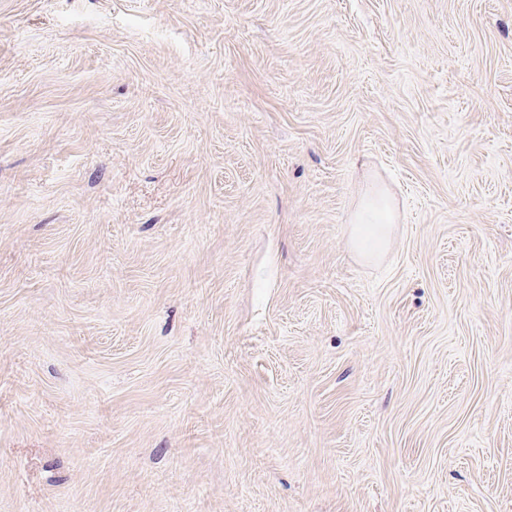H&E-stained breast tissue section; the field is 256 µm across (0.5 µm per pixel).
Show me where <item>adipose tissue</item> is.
<instances>
[{
	"mask_svg": "<svg viewBox=\"0 0 512 512\" xmlns=\"http://www.w3.org/2000/svg\"><path fill=\"white\" fill-rule=\"evenodd\" d=\"M396 204L388 187L380 179H366L359 202L350 217L349 242L353 249L364 251L367 225H377V244L385 246L390 226L396 219Z\"/></svg>",
	"mask_w": 512,
	"mask_h": 512,
	"instance_id": "1",
	"label": "adipose tissue"
}]
</instances>
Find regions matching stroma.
<instances>
[{"mask_svg": "<svg viewBox=\"0 0 512 512\" xmlns=\"http://www.w3.org/2000/svg\"><path fill=\"white\" fill-rule=\"evenodd\" d=\"M0 512H512V0H0ZM396 204L385 183L377 177L366 179L361 188L359 202L349 220V242L353 249L365 257L381 252L388 240L390 224H395ZM365 224H381L377 228V246L368 250L365 247L367 228Z\"/></svg>", "mask_w": 512, "mask_h": 512, "instance_id": "35a3bbf8", "label": "stroma"}]
</instances>
